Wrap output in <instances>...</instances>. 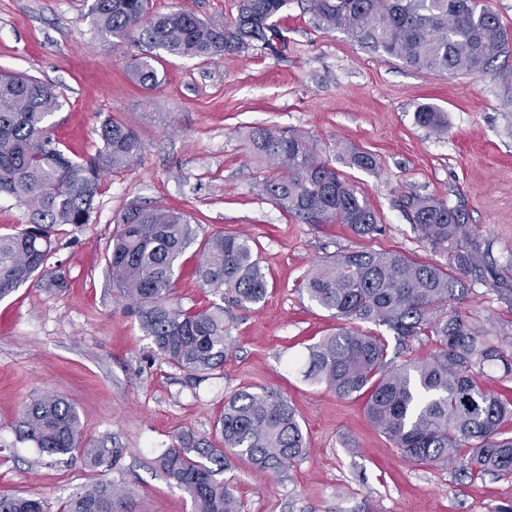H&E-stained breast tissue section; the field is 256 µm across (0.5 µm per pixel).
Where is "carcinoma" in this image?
<instances>
[{"label": "carcinoma", "mask_w": 512, "mask_h": 512, "mask_svg": "<svg viewBox=\"0 0 512 512\" xmlns=\"http://www.w3.org/2000/svg\"><path fill=\"white\" fill-rule=\"evenodd\" d=\"M288 0H240L228 22L205 23L194 13L150 12V0H94L91 13L101 32L116 39L142 30L152 47L172 56L212 59L241 53L253 42L272 47L284 40L274 18ZM319 24L341 30L360 46L411 67L451 75L483 76L509 45L498 15L481 0H309ZM141 86L158 83L148 60L136 66ZM512 105V65L495 72ZM61 107L58 94L39 80L0 74V193L27 208L29 224L0 235V300L21 285L48 275L46 260L57 227L89 223L101 174L133 164L141 143L135 132L109 119L103 143L87 161H76L49 133V118ZM416 123L430 131L447 128L445 113L421 104ZM251 156L273 166L263 191L308 224H346L361 237L382 231L377 215L357 187L341 176L302 137L257 127L246 136ZM350 166L376 168L374 156L347 150ZM413 228L436 251H445L449 269L401 252L353 251L325 260L304 282L308 298L340 321L332 334L309 348L305 377L323 383L341 398L366 396L369 422L419 464L457 463L464 472H512V400L479 381L485 365L499 362L512 375V361L485 331L458 314L443 312L458 276L479 273L486 254L466 213L428 195L405 199ZM121 228L106 246L112 283L127 311L152 338L169 363L196 376L224 365L227 350L224 309H184L171 304L180 258L198 244L196 274L203 285L227 288L240 306L267 295V278L249 240L224 234L198 240V225L179 211L130 206ZM385 326L399 344L431 336L435 351L425 359L393 366L385 340L360 325ZM217 442L187 432L160 455L164 475L190 498L192 512H240L224 480V449L247 458L261 473H279L305 452L294 408L274 392L239 390L224 400L216 423ZM18 435L48 457L78 452L92 467L117 462L122 448L84 442L75 406L40 393L25 403ZM131 492L97 482L73 493L62 512H134ZM0 512H47L39 498L0 493Z\"/></svg>", "instance_id": "carcinoma-1"}]
</instances>
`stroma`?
I'll return each mask as SVG.
<instances>
[{"label": "stroma", "instance_id": "35a3bbf8", "mask_svg": "<svg viewBox=\"0 0 512 512\" xmlns=\"http://www.w3.org/2000/svg\"><path fill=\"white\" fill-rule=\"evenodd\" d=\"M93 2L0 0V70L31 75L59 95L51 121L61 149L77 160L94 156L108 118L142 142L137 162L103 175L90 222L61 227L48 276L0 301V493H29L59 512L81 486L108 480L130 489L136 512H191L155 460L181 433L211 435L225 397L246 388L294 406L307 451L273 475L225 451L223 478L243 512H493L512 502V474L470 478L454 465L405 460L368 421L364 397H338L303 376L309 346L337 326L302 290L318 263L372 249L447 266V254L413 229L404 200L415 193L464 209L489 247L492 274L463 277L448 312L512 340V106L496 77L450 76L371 52L319 26L306 0L282 10L284 43L258 42L219 60L151 50L137 31L125 40L103 34ZM151 6L214 22L236 14V0ZM150 55L159 83L145 89L133 69ZM421 104L446 113L444 132L416 124ZM256 126L312 142L367 197L382 234L306 224L263 195L270 169L245 148ZM351 146L373 154L376 169L349 166ZM134 204L186 212L203 237L247 235L267 275L265 300L240 307L200 285L194 249L181 258L175 303L224 309V364L205 377L165 361L113 289L105 247ZM42 392L76 407L87 441L122 448L118 464L92 470L80 454L49 458L20 440L22 406Z\"/></svg>", "mask_w": 512, "mask_h": 512}]
</instances>
